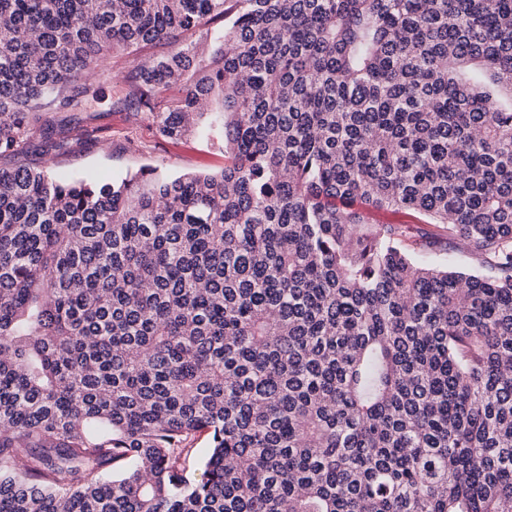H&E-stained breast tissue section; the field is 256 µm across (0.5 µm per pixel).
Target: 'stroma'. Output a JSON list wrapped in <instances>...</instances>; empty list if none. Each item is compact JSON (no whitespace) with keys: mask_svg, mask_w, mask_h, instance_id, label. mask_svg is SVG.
I'll return each mask as SVG.
<instances>
[{"mask_svg":"<svg viewBox=\"0 0 512 512\" xmlns=\"http://www.w3.org/2000/svg\"><path fill=\"white\" fill-rule=\"evenodd\" d=\"M104 96L93 111L80 113L84 125L95 129L97 139L91 145L60 154L52 166L59 177L74 173L115 176L150 164L170 172L217 171L224 157L203 138L193 135L182 141L158 136L152 124L134 120L116 109L122 88L104 86ZM135 135L139 149L128 148L126 138Z\"/></svg>","mask_w":512,"mask_h":512,"instance_id":"obj_1","label":"stroma"}]
</instances>
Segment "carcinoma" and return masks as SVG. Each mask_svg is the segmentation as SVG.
Returning a JSON list of instances; mask_svg holds the SVG:
<instances>
[{
	"label": "carcinoma",
	"instance_id": "cac0c4a2",
	"mask_svg": "<svg viewBox=\"0 0 512 512\" xmlns=\"http://www.w3.org/2000/svg\"><path fill=\"white\" fill-rule=\"evenodd\" d=\"M0 19V158L92 141L70 116L92 69L165 139L216 103L224 153L0 168V512H512V0ZM196 30L216 67L189 84ZM437 240L470 267L428 260Z\"/></svg>",
	"mask_w": 512,
	"mask_h": 512
}]
</instances>
